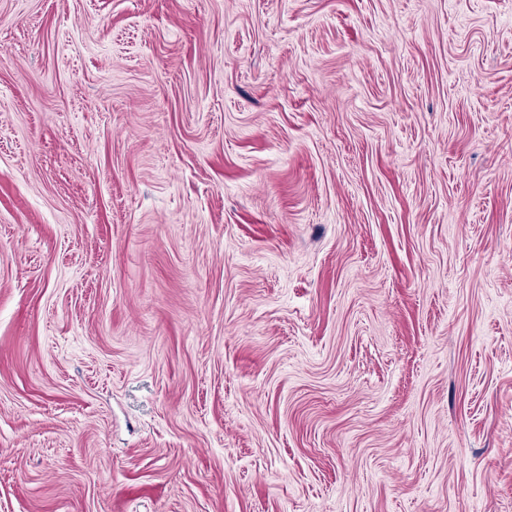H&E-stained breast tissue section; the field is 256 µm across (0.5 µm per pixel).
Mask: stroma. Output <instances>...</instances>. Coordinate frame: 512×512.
I'll return each instance as SVG.
<instances>
[{
  "label": "stroma",
  "mask_w": 512,
  "mask_h": 512,
  "mask_svg": "<svg viewBox=\"0 0 512 512\" xmlns=\"http://www.w3.org/2000/svg\"><path fill=\"white\" fill-rule=\"evenodd\" d=\"M0 512H512V0H0Z\"/></svg>",
  "instance_id": "1"
}]
</instances>
